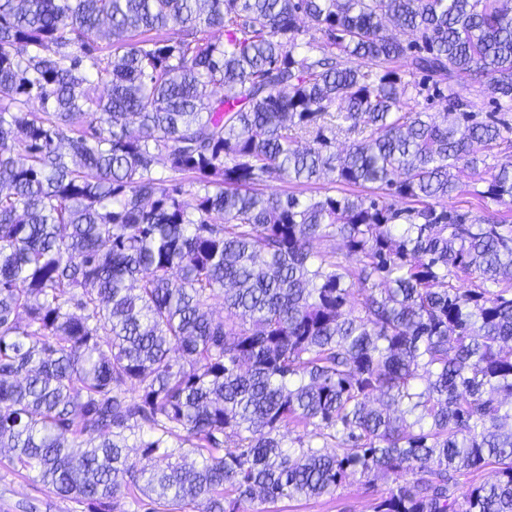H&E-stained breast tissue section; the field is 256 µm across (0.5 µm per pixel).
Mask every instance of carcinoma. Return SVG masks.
<instances>
[{
	"instance_id": "1",
	"label": "carcinoma",
	"mask_w": 512,
	"mask_h": 512,
	"mask_svg": "<svg viewBox=\"0 0 512 512\" xmlns=\"http://www.w3.org/2000/svg\"><path fill=\"white\" fill-rule=\"evenodd\" d=\"M464 71L512 111V0H0L9 461L152 512L354 474L412 476L373 512H512V160L446 206L512 124ZM327 173L367 194L260 191ZM455 88L462 90L474 103L475 110L480 112H493L494 107L482 93L478 80L468 73H461L455 81Z\"/></svg>"
}]
</instances>
